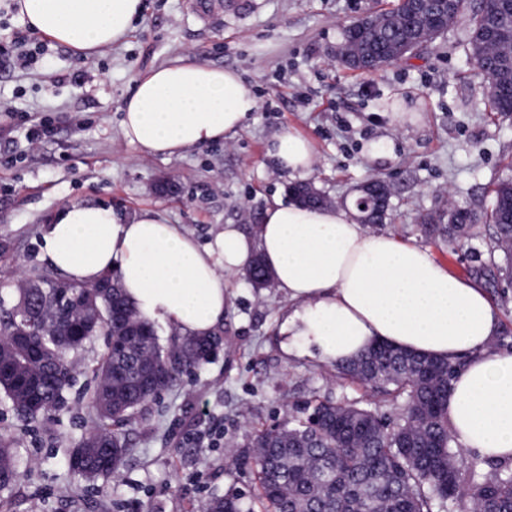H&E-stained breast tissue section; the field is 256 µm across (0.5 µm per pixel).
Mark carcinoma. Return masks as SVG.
<instances>
[{
	"instance_id": "cac0c4a2",
	"label": "carcinoma",
	"mask_w": 512,
	"mask_h": 512,
	"mask_svg": "<svg viewBox=\"0 0 512 512\" xmlns=\"http://www.w3.org/2000/svg\"><path fill=\"white\" fill-rule=\"evenodd\" d=\"M413 0H396L394 8L381 12V21L354 39L347 68L366 73L382 60L387 48L417 41L429 46L433 19L412 23ZM465 20L468 29L466 57L481 62L477 75L486 83L487 108L512 112V3L508 0H456L448 4V24ZM490 205L483 212L465 207L450 210L454 223L431 224L422 231L450 245L481 233L488 225L490 261L474 267V274L493 284L512 282V179H501L490 189ZM388 208L372 202L363 213L364 224H381ZM73 300H56L48 282L37 280L18 289L16 303L0 304V347L8 352L14 374L0 378V395L9 400L24 421H34L45 411L63 404L71 378L60 363L68 353L84 347L90 336L80 334L83 300L94 299L103 316L118 319L113 336L94 375L102 378L121 369L112 379V408L106 410L94 393L98 424L69 456V467L87 481L108 477L125 463L129 448L122 433L112 429L134 415L154 398L141 382L144 362H153L175 380L177 365L186 358L187 367L209 360L210 346L220 340L185 337L164 346L151 325L138 320L121 288L99 297L92 286L72 284ZM23 327L33 331L29 346L13 344L11 334ZM429 361L405 351L385 354L373 349L359 358V365L336 367L340 375L381 390L385 400L402 402L394 419L358 402H320L311 418L288 423L267 435L268 447L255 461L261 499L266 512H512V465L479 463L465 458L440 408L449 391L456 366L437 361L439 374L420 376ZM108 444L103 449L107 463L75 464L92 440ZM19 462L14 438L0 436V488L13 481ZM254 512L243 493L214 495L206 512Z\"/></svg>"
}]
</instances>
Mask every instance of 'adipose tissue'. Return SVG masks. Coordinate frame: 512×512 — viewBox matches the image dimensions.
Listing matches in <instances>:
<instances>
[{
	"instance_id": "obj_1",
	"label": "adipose tissue",
	"mask_w": 512,
	"mask_h": 512,
	"mask_svg": "<svg viewBox=\"0 0 512 512\" xmlns=\"http://www.w3.org/2000/svg\"><path fill=\"white\" fill-rule=\"evenodd\" d=\"M31 31L87 58L122 41L143 0H17ZM237 71L178 60L137 78L122 101L125 139L143 155H175L226 140L256 112ZM267 154L291 177L313 169L314 151L290 131ZM44 251L69 280L96 284L116 273L147 323L210 336L231 294L224 276L261 260L288 304L278 326L284 352L333 366L385 343L457 364L444 408L464 451L512 459V351L495 346L500 314L482 288L448 272L414 241L368 230L351 210L275 200L252 233L228 224L199 245L153 211L132 215L92 202L66 204L44 235Z\"/></svg>"
}]
</instances>
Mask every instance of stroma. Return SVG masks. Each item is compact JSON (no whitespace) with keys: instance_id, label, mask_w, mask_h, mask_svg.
I'll list each match as a JSON object with an SVG mask.
<instances>
[{"instance_id":"obj_1","label":"stroma","mask_w":512,"mask_h":512,"mask_svg":"<svg viewBox=\"0 0 512 512\" xmlns=\"http://www.w3.org/2000/svg\"><path fill=\"white\" fill-rule=\"evenodd\" d=\"M197 0H145L146 11L120 43L90 58L50 43L29 68L0 61V296L16 279L49 272L42 231L72 201L101 202L133 214L160 213L198 242L227 224L252 228L290 179L266 157L285 131L311 141L308 180L331 204L354 207L369 178L392 188L382 231L428 247L448 271L471 278L485 237L452 247L422 235L424 215L449 204L488 205V187L512 178V114L486 111L485 87L462 42L448 29L419 56L378 74L336 65L330 51L343 25L392 7V0H224L200 17ZM236 70L259 102L230 141L177 156L147 158L121 129L120 103L135 79L181 56ZM55 132L30 147L31 124ZM175 184L157 191L160 181ZM233 305L217 356L180 374L122 426L131 455L106 480L86 482L67 457L97 423L92 373L108 338L97 334L74 355L64 407L26 425L0 396V434L15 436L20 477L0 491V512H200L229 491L258 495L249 437L272 421L301 418L323 401L370 402L387 417L398 408L335 368L285 355L276 334L285 309L273 285L228 276Z\"/></svg>"}]
</instances>
